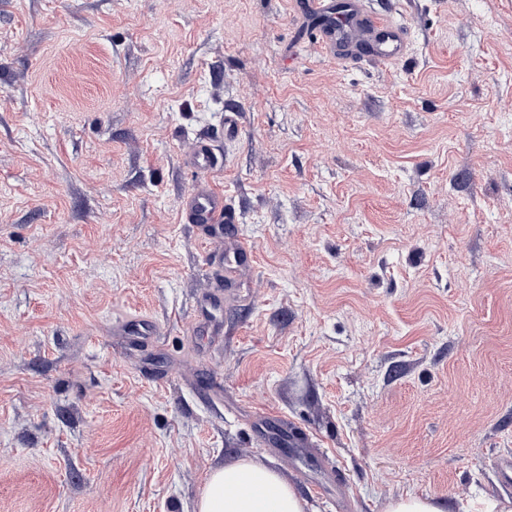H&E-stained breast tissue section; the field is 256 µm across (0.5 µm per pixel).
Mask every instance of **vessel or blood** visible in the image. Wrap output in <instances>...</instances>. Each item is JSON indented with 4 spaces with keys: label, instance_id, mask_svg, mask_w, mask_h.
I'll list each match as a JSON object with an SVG mask.
<instances>
[{
    "label": "vessel or blood",
    "instance_id": "obj_1",
    "mask_svg": "<svg viewBox=\"0 0 512 512\" xmlns=\"http://www.w3.org/2000/svg\"><path fill=\"white\" fill-rule=\"evenodd\" d=\"M311 14L328 17L329 23L321 31L327 46L345 43L351 27L362 28L371 44L373 56L382 61L398 58L403 51V37L399 28L390 20L365 11L359 0H346L342 9H333L329 0H309ZM189 164L201 172L211 171L215 155L208 140L196 143ZM182 215L186 223L199 225L207 239H220L224 227L233 223L232 214L224 207V196L208 181L200 180L182 202Z\"/></svg>",
    "mask_w": 512,
    "mask_h": 512
}]
</instances>
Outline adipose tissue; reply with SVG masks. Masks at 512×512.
<instances>
[{
    "mask_svg": "<svg viewBox=\"0 0 512 512\" xmlns=\"http://www.w3.org/2000/svg\"><path fill=\"white\" fill-rule=\"evenodd\" d=\"M306 503L278 471L253 459L214 468L194 512H305Z\"/></svg>",
    "mask_w": 512,
    "mask_h": 512,
    "instance_id": "obj_1",
    "label": "adipose tissue"
}]
</instances>
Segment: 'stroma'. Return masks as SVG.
<instances>
[{"instance_id":"1","label":"stroma","mask_w":512,"mask_h":512,"mask_svg":"<svg viewBox=\"0 0 512 512\" xmlns=\"http://www.w3.org/2000/svg\"><path fill=\"white\" fill-rule=\"evenodd\" d=\"M306 3L0 0V512H193L240 458L308 512L512 499V0H364L386 63ZM340 5L344 7L339 9ZM352 25L366 32L372 55L379 60H393L402 54L403 37L400 29L390 20L365 11L358 0L336 3V23L325 25L321 38L329 47L342 45ZM189 165L200 172H209L215 166V155L208 140L198 141L190 155ZM186 223L199 224L209 240L224 238V224L234 223L232 214L224 207V195L206 179H201L182 202ZM387 512H443L430 498L407 495L391 501Z\"/></svg>"}]
</instances>
